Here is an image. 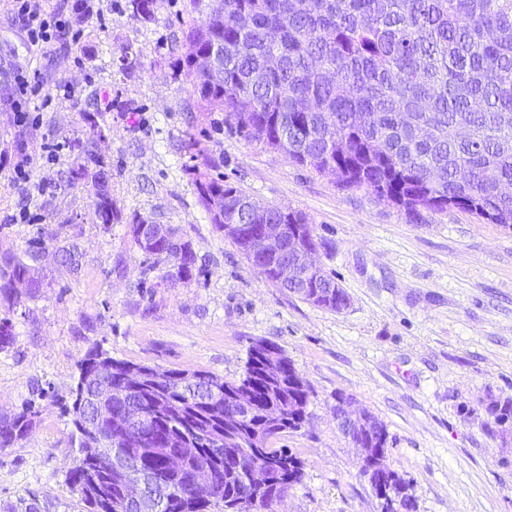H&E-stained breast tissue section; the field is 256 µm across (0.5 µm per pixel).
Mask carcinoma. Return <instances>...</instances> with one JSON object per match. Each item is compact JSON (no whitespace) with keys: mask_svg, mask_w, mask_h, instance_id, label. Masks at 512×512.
Returning a JSON list of instances; mask_svg holds the SVG:
<instances>
[{"mask_svg":"<svg viewBox=\"0 0 512 512\" xmlns=\"http://www.w3.org/2000/svg\"><path fill=\"white\" fill-rule=\"evenodd\" d=\"M179 72L206 111L224 112L227 130L264 143L298 166H336L337 183L365 188L416 217L420 210L459 209L487 224L512 228V0H190ZM215 46L224 62L216 78L195 67L197 52ZM192 174L212 223L238 213L240 224H284L294 232L309 220L270 206L203 172ZM95 211L115 216L112 197L97 193ZM46 253L29 241L0 268V300L17 305L9 288ZM59 266H78L77 248L55 250ZM176 269L163 279L189 283L201 273L192 243L179 229L144 250ZM302 300L334 312L350 306L346 290L325 272L296 285ZM276 351L282 378H265ZM247 390L254 404L232 429L225 426L232 393ZM311 390L284 350L256 342L234 381L209 371L160 369L115 359L97 348L79 363L69 400L61 404L78 438L67 480L85 512H116L132 473L154 474L152 493L126 512H273L275 501L301 484L305 461L289 448L246 449L256 435L269 441L308 422ZM274 407L284 419L268 420ZM138 411L144 421L124 419ZM40 409L30 399L0 415V448L24 440ZM200 448L179 474L166 471L167 449L183 438ZM125 450L106 467L113 449ZM256 464L266 482H251Z\"/></svg>","mask_w":512,"mask_h":512,"instance_id":"obj_1","label":"carcinoma"}]
</instances>
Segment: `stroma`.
Returning a JSON list of instances; mask_svg holds the SVG:
<instances>
[{"label":"stroma","instance_id":"obj_1","mask_svg":"<svg viewBox=\"0 0 512 512\" xmlns=\"http://www.w3.org/2000/svg\"><path fill=\"white\" fill-rule=\"evenodd\" d=\"M100 8L80 43L33 47L0 0V152L21 145L38 159L47 140L64 145L37 171L46 191L26 224L11 221L21 198L0 166V251L23 254L39 236L79 254L72 272L45 256L47 288L15 307L0 302L16 333L0 353V414L47 392L28 437L0 448V512L23 502L82 512L66 481L72 426L56 400L91 347L232 381L259 340L280 346L312 391L305 427L273 442L306 462L282 512H379L336 423L340 394L386 425L387 463L409 482L417 512H512V425L486 412L512 398V229L458 209L412 219L227 132L223 113L199 111L177 70L190 0H156L146 23L110 0ZM33 71L41 88L27 107L42 123L20 126L14 78ZM93 154L106 162L118 212L108 225L79 176ZM200 161L260 202L305 213L350 307L314 306L252 270L200 203L190 171ZM139 220L178 227L203 276L163 282L127 234Z\"/></svg>","mask_w":512,"mask_h":512}]
</instances>
